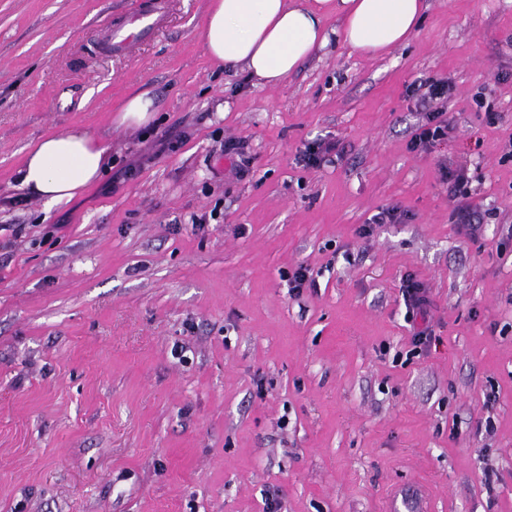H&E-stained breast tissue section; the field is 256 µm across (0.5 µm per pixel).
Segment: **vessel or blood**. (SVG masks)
<instances>
[{
    "instance_id": "vessel-or-blood-1",
    "label": "vessel or blood",
    "mask_w": 512,
    "mask_h": 512,
    "mask_svg": "<svg viewBox=\"0 0 512 512\" xmlns=\"http://www.w3.org/2000/svg\"><path fill=\"white\" fill-rule=\"evenodd\" d=\"M167 10L168 0H139L122 23H108L100 28L103 50L129 51L142 38L163 28Z\"/></svg>"
}]
</instances>
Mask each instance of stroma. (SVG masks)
Instances as JSON below:
<instances>
[{
	"mask_svg": "<svg viewBox=\"0 0 512 512\" xmlns=\"http://www.w3.org/2000/svg\"><path fill=\"white\" fill-rule=\"evenodd\" d=\"M133 5L0 0V512H512V0H426L406 46L334 39L274 88L211 63L210 0L105 53L99 24ZM432 75L455 130L413 152L407 89ZM139 91L149 136L114 126ZM75 126L110 163L44 208L22 159ZM315 140L336 155L303 168ZM444 167L471 177L476 232ZM392 205L404 223L360 237ZM410 277L432 339L404 365Z\"/></svg>",
	"mask_w": 512,
	"mask_h": 512,
	"instance_id": "stroma-1",
	"label": "stroma"
}]
</instances>
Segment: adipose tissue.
Here are the masks:
<instances>
[{"label":"adipose tissue","mask_w":512,"mask_h":512,"mask_svg":"<svg viewBox=\"0 0 512 512\" xmlns=\"http://www.w3.org/2000/svg\"><path fill=\"white\" fill-rule=\"evenodd\" d=\"M424 10V0H211L203 40L213 63L275 87L328 45V19L341 21L351 49L379 56L409 43ZM108 150L83 127L45 136L26 153L20 186L49 208L72 201L99 179Z\"/></svg>","instance_id":"obj_1"}]
</instances>
